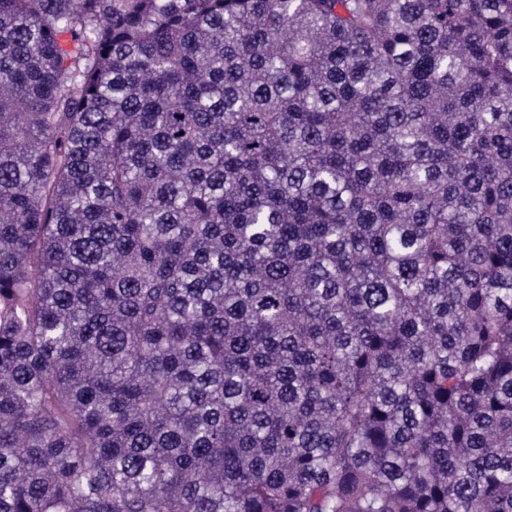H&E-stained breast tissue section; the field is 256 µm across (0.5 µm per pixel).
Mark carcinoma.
<instances>
[{"label":"carcinoma","mask_w":512,"mask_h":512,"mask_svg":"<svg viewBox=\"0 0 512 512\" xmlns=\"http://www.w3.org/2000/svg\"><path fill=\"white\" fill-rule=\"evenodd\" d=\"M0 512H512V0H0Z\"/></svg>","instance_id":"cac0c4a2"}]
</instances>
